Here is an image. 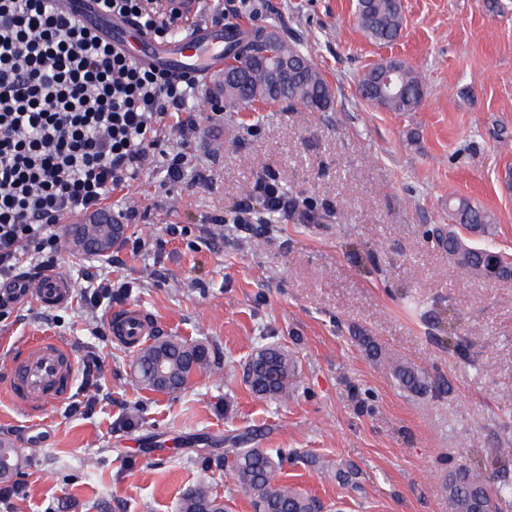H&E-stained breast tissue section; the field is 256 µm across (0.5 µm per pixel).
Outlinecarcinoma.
Masks as SVG:
<instances>
[{
	"instance_id": "cac0c4a2",
	"label": "carcinoma",
	"mask_w": 512,
	"mask_h": 512,
	"mask_svg": "<svg viewBox=\"0 0 512 512\" xmlns=\"http://www.w3.org/2000/svg\"><path fill=\"white\" fill-rule=\"evenodd\" d=\"M356 24L368 37L379 43L395 41L403 27L400 0H356ZM266 29L245 30L227 46L230 63L225 72L238 70L247 73L250 99L230 96L224 99V110L236 112L251 108L256 103L264 105L288 102L305 109L322 111L330 104L331 93L323 73L306 57L298 44L280 37L272 43L265 36ZM288 58L292 70L288 82L270 91L271 80L279 69V58ZM395 73L399 91L385 92L381 88L385 70ZM361 98L390 112H413L425 97V88L416 72L405 64L389 61L386 66L367 71L360 81ZM458 223L465 229L482 235L490 233L491 217L466 200L450 206ZM101 224H77L73 235L87 240L86 251H93L92 240L105 235ZM437 242L457 260L460 252L468 254L467 264L486 280L512 277V262L501 253L486 248L470 246L453 230L438 234ZM208 351L201 342H188L174 336H157L137 350L138 368L136 381L145 389L176 394L185 389L192 376L207 369L210 360L204 358ZM160 357L166 359L167 371L160 374L154 364ZM390 373L398 385L416 394L431 388L428 375L417 366L403 360L387 359ZM293 357L277 346L259 349L248 361L246 380L250 390L262 398L286 399L295 376ZM232 447L224 450V459L238 483L250 496L254 512H321L320 502L289 487L278 480L277 474L285 462V454L270 448L249 446L250 440L231 438ZM21 464L19 449L0 442V482H8L12 470ZM449 512H509L512 508V480L502 476L493 481L481 470L466 465L458 466L449 475ZM177 512H227L224 500L211 491L207 475L200 476L196 485L180 497Z\"/></svg>"
}]
</instances>
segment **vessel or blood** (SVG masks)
Here are the masks:
<instances>
[{
	"mask_svg": "<svg viewBox=\"0 0 512 512\" xmlns=\"http://www.w3.org/2000/svg\"><path fill=\"white\" fill-rule=\"evenodd\" d=\"M53 11L91 26L114 48L134 47L136 61L171 77H186L203 84L224 70V47L237 25H217L197 17L199 0H175L182 18L179 30L164 40L139 32L127 19L99 12L95 0H50ZM70 284L53 273L41 276L38 291L1 288L0 302L19 306L38 299L55 306L70 296ZM114 341L127 349H138L154 331L151 318L131 307L110 320ZM75 377V364L69 346L54 336H36L16 346L5 380L15 405L37 417L69 397Z\"/></svg>",
	"mask_w": 512,
	"mask_h": 512,
	"instance_id": "vessel-or-blood-1",
	"label": "vessel or blood"
}]
</instances>
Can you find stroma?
I'll return each mask as SVG.
<instances>
[{"label": "stroma", "mask_w": 512, "mask_h": 512, "mask_svg": "<svg viewBox=\"0 0 512 512\" xmlns=\"http://www.w3.org/2000/svg\"><path fill=\"white\" fill-rule=\"evenodd\" d=\"M397 41H369L352 0H260L244 28L274 26L299 39L325 75L327 111L290 105L213 119L208 90L187 105L200 124L185 149L181 183L160 158L106 200L113 216L136 208L111 264L62 252L57 274L71 282L127 285L126 304L31 301L0 318V351L22 338H64L75 364L71 399L40 421L0 392V439L23 451L11 481L21 496L0 512H176L185 490L208 475L231 512L250 497L224 465L231 437L252 431L287 456L281 481L340 512H448L444 485L456 463L481 459L488 475L512 417V280L487 282L455 265L433 233L455 220L449 199L493 218L483 242L512 254V0H402ZM398 59L421 77L417 111L375 108L357 92L374 64ZM275 172L290 195L315 207L262 236L210 224L250 200ZM184 232L170 236L168 225ZM150 314L164 335L210 348L211 370L167 394L142 388L132 352L99 336L124 305ZM383 353L429 372L436 389L414 397ZM456 337L461 351L448 349ZM276 344L297 364L292 396H255L245 365ZM353 466L356 493L307 460Z\"/></svg>", "instance_id": "obj_1"}]
</instances>
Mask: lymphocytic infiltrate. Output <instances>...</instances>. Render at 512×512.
Here are the masks:
<instances>
[{"label":"lymphocytic infiltrate","mask_w":512,"mask_h":512,"mask_svg":"<svg viewBox=\"0 0 512 512\" xmlns=\"http://www.w3.org/2000/svg\"><path fill=\"white\" fill-rule=\"evenodd\" d=\"M48 0H0V283L54 270L68 241L62 217L98 209L161 148L166 121L198 85L137 64ZM104 13L156 39L177 25L153 0H99ZM257 212L287 218L298 203L274 176L259 179Z\"/></svg>","instance_id":"lymphocytic-infiltrate-1"}]
</instances>
